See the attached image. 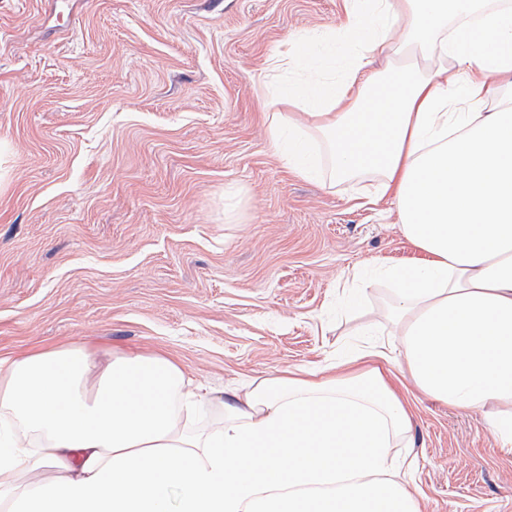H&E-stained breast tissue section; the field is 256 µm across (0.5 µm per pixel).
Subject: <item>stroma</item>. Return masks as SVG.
I'll return each instance as SVG.
<instances>
[{
  "label": "stroma",
  "mask_w": 512,
  "mask_h": 512,
  "mask_svg": "<svg viewBox=\"0 0 512 512\" xmlns=\"http://www.w3.org/2000/svg\"><path fill=\"white\" fill-rule=\"evenodd\" d=\"M345 18L343 0H0V358L91 343L161 351L232 402L252 377L329 365L386 333L420 258L370 176L305 179L276 156L271 59ZM394 388L422 512H512V454L481 411Z\"/></svg>",
  "instance_id": "stroma-1"
}]
</instances>
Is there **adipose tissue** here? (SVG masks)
<instances>
[{"instance_id":"1","label":"adipose tissue","mask_w":512,"mask_h":512,"mask_svg":"<svg viewBox=\"0 0 512 512\" xmlns=\"http://www.w3.org/2000/svg\"><path fill=\"white\" fill-rule=\"evenodd\" d=\"M303 81L269 82L265 124L300 176H374L420 261L394 284L388 339L319 371L251 379L221 425L159 353L94 347L0 360V512H420L410 417L380 363L483 411L512 452V0H345ZM406 63L371 68L384 41Z\"/></svg>"}]
</instances>
